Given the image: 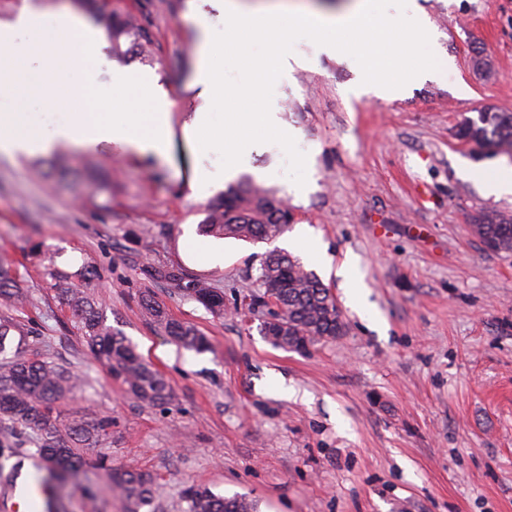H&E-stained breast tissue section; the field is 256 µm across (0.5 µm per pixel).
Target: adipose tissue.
<instances>
[{
	"mask_svg": "<svg viewBox=\"0 0 512 512\" xmlns=\"http://www.w3.org/2000/svg\"><path fill=\"white\" fill-rule=\"evenodd\" d=\"M40 13L24 8L9 26L0 25V90L18 89L21 95H44L47 79L42 72L21 70L13 51L17 31L37 28ZM99 50L92 27L82 20L70 22L64 31L41 35L36 39L34 55L51 66L53 74H62L95 57ZM95 77H88L74 88L79 107L69 120L44 135L33 131L21 116H0V153L16 156L50 150L56 142L91 147L103 141L122 144L131 153L168 159L170 104L161 98L149 75L125 74L112 94L113 113L101 109Z\"/></svg>",
	"mask_w": 512,
	"mask_h": 512,
	"instance_id": "adipose-tissue-1",
	"label": "adipose tissue"
}]
</instances>
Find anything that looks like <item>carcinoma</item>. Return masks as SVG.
I'll return each mask as SVG.
<instances>
[{"mask_svg": "<svg viewBox=\"0 0 512 512\" xmlns=\"http://www.w3.org/2000/svg\"><path fill=\"white\" fill-rule=\"evenodd\" d=\"M74 8L88 14L120 50L145 48L152 43L149 27L131 20V15L114 5L113 0H71ZM456 136L478 149L512 148V113L481 112L466 118ZM112 201V174L93 175L83 202L100 207V197ZM288 207L270 191L254 185L228 188L208 210L203 232L219 238L249 241L269 240L284 233L289 224ZM474 232L491 251L512 252V216L486 213L473 220ZM154 279L164 280L178 292L202 304L212 313H224V294L199 278L188 276L175 266L148 270ZM58 286L81 324L90 351L102 364L122 379L129 392L142 404L154 406L172 400L171 389L162 375L144 362L131 343L101 319V298L70 287L66 277L55 274ZM25 298L11 265L0 259V303L15 306ZM273 303L260 331L273 345L295 352H306L326 339L343 334L346 325L336 301L321 279L291 254L268 253L260 266L258 291L249 295L248 311ZM144 312L153 318L174 341L205 351L208 340L194 326L168 318L151 296L141 299ZM9 330L0 325V426L9 434L25 436L34 446V455L44 463L32 473L38 483H63L79 475L89 465L82 449L102 447L112 428V418L60 420L56 404L79 386V379L48 358H27L8 353ZM109 479L123 497L141 508L152 504L155 478L135 470L109 469ZM184 512H257L255 502L245 496L224 497L210 489L190 485L183 492Z\"/></svg>", "mask_w": 512, "mask_h": 512, "instance_id": "obj_1", "label": "carcinoma"}]
</instances>
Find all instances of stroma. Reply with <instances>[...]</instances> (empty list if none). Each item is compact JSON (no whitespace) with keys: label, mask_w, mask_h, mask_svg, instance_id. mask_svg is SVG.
<instances>
[{"label":"stroma","mask_w":512,"mask_h":512,"mask_svg":"<svg viewBox=\"0 0 512 512\" xmlns=\"http://www.w3.org/2000/svg\"><path fill=\"white\" fill-rule=\"evenodd\" d=\"M433 34L437 75L397 94L355 93L362 70L351 56L323 53L298 39L293 69L276 81L271 108L298 148L314 155L301 196L289 193L281 146L252 153L257 185L291 209L334 261L360 259L367 287L351 307L343 280L335 295L342 336L297 353L260 333L265 310L248 312L265 255L281 240L219 239L227 260L207 266L182 240L200 226L228 184L217 152H199L184 129L204 101L192 85L203 32L226 21L211 0H120L149 15L150 52L99 58L111 74L153 75L170 102V159L160 162L110 144L58 145L65 163L111 170L112 200L83 206L86 188L46 191L29 169L33 156H0V256L24 288L9 312L19 351L50 357L85 380L63 401V419L108 415L112 467L156 479L140 512H182L184 488L203 484L225 497L245 495L258 512H512V253L488 250L472 232L486 210L512 215V195H486L460 177V165L512 155H475L456 126L481 112H512V0H417ZM488 59L491 73L477 70ZM76 102L58 80L47 97L0 96V113L20 112L48 134ZM207 175L205 197L193 189ZM180 265L224 293V313L152 280V267ZM81 289L101 287L106 325L125 336L168 381L173 400L145 406L97 362L54 273ZM209 342L195 352L172 342L146 317L142 295ZM105 471L89 468L66 489L62 512H131Z\"/></svg>","instance_id":"1"}]
</instances>
